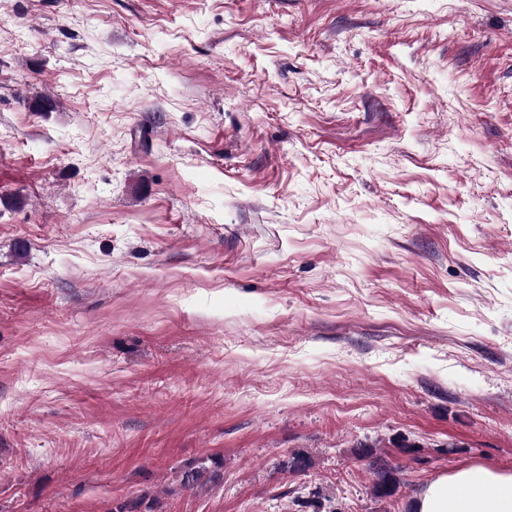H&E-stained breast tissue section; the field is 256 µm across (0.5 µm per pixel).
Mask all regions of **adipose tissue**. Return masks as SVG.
Segmentation results:
<instances>
[{"mask_svg": "<svg viewBox=\"0 0 512 512\" xmlns=\"http://www.w3.org/2000/svg\"><path fill=\"white\" fill-rule=\"evenodd\" d=\"M417 512H512V473L473 465L431 484Z\"/></svg>", "mask_w": 512, "mask_h": 512, "instance_id": "ef3b65f1", "label": "adipose tissue"}]
</instances>
